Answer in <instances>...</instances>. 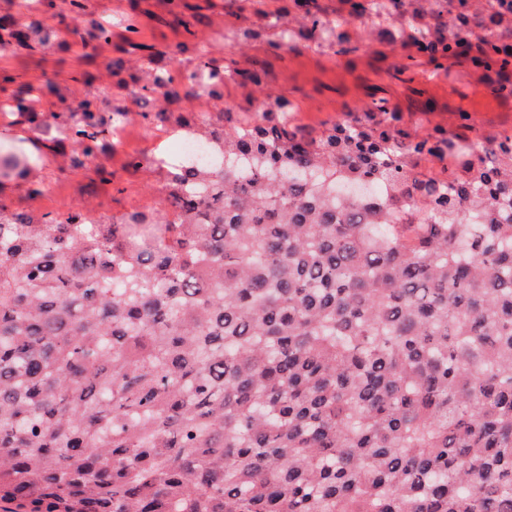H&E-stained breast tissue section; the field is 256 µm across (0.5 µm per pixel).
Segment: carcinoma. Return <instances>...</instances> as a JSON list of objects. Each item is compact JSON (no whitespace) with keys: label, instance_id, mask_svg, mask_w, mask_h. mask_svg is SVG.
<instances>
[{"label":"carcinoma","instance_id":"cac0c4a2","mask_svg":"<svg viewBox=\"0 0 512 512\" xmlns=\"http://www.w3.org/2000/svg\"><path fill=\"white\" fill-rule=\"evenodd\" d=\"M288 0L273 46L349 42ZM392 44L433 61L471 46L469 0L452 23L389 22ZM512 19L493 0L490 30ZM108 41L112 22L91 19ZM60 48L36 10L0 16V45ZM472 65L505 72L489 37ZM101 113L46 116L47 78L3 105L54 129L43 146L81 168L110 148L127 98L192 133L215 163L131 160L164 173L173 210L20 212L0 198V503L9 512H512V135L418 136L374 100L318 131L275 97L200 116L224 96L200 60L180 93L156 65L122 76ZM450 159L432 176L415 162ZM41 156L0 154V181Z\"/></svg>","mask_w":512,"mask_h":512}]
</instances>
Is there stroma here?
<instances>
[{"instance_id": "stroma-1", "label": "stroma", "mask_w": 512, "mask_h": 512, "mask_svg": "<svg viewBox=\"0 0 512 512\" xmlns=\"http://www.w3.org/2000/svg\"><path fill=\"white\" fill-rule=\"evenodd\" d=\"M370 0H314L321 18L343 24L351 40L346 47L328 46L304 37L285 49L274 46L277 10L283 0H180L184 17L199 15L200 23L185 31L169 11L168 0H87L89 14L112 22L110 41L88 40L86 18L71 11L68 0H54L44 17L54 27L67 50L46 49L31 55L0 53V102L12 97L20 86H36L45 77L55 78L58 96L39 101V110L58 112L73 98H104L113 91L107 63L124 59L132 68L153 65L156 58L179 54L173 67L181 73L193 69L203 41L215 33L224 40L210 53L212 63L224 72L221 111L249 108L263 98L284 96L298 111L311 114V128L343 121L372 100L386 99L400 112L404 128L421 135L442 127L460 136H493L512 132V97L493 92L495 74L472 66L468 58L432 61L412 46L391 45L378 35L379 19L369 11ZM133 15L140 29L137 42L153 46V55L130 49L121 24ZM264 27L260 39L240 41L238 29ZM268 71L263 87L242 84L241 69ZM136 122L127 143L96 163L71 168L64 157L48 156L34 177L38 195L29 186H14L9 200L15 208L38 213L63 214L87 207L103 217H117L139 206L163 207L162 176L151 169L131 167L136 156L155 153L161 130L142 119L138 106H131ZM468 113L460 123L459 113ZM111 172L110 182H100L96 164Z\"/></svg>"}]
</instances>
